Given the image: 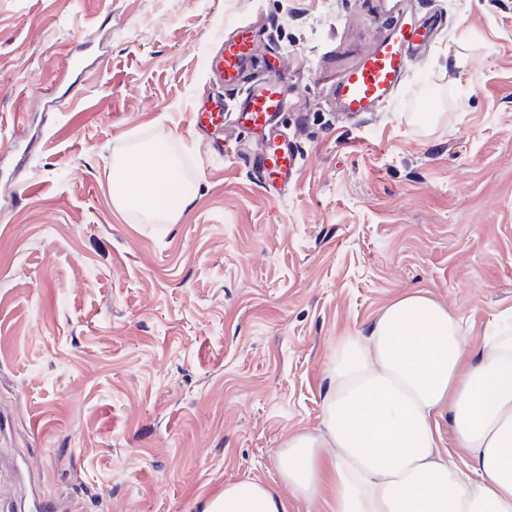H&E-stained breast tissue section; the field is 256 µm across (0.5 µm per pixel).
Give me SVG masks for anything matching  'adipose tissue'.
<instances>
[{
  "label": "adipose tissue",
  "instance_id": "adipose-tissue-1",
  "mask_svg": "<svg viewBox=\"0 0 512 512\" xmlns=\"http://www.w3.org/2000/svg\"><path fill=\"white\" fill-rule=\"evenodd\" d=\"M113 204L175 223L196 196L163 141L114 159ZM447 416L458 466L438 419ZM279 476L292 498L328 512H512V311L479 343L429 294L390 302L367 331L342 337L321 424L289 436ZM269 483L229 482L203 512H288Z\"/></svg>",
  "mask_w": 512,
  "mask_h": 512
}]
</instances>
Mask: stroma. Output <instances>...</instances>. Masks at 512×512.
<instances>
[{"label": "stroma", "instance_id": "35a3bbf8", "mask_svg": "<svg viewBox=\"0 0 512 512\" xmlns=\"http://www.w3.org/2000/svg\"><path fill=\"white\" fill-rule=\"evenodd\" d=\"M396 0H0V512L22 462L57 512H202L278 485L340 336L430 293L479 336L512 308V0H412L445 28L393 101L340 75ZM283 72L294 181L267 193L192 128L218 33ZM167 141L197 196L118 209L114 156Z\"/></svg>", "mask_w": 512, "mask_h": 512}]
</instances>
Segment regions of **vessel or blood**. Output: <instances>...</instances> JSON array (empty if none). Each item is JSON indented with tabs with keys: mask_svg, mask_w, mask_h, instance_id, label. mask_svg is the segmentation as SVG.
Returning <instances> with one entry per match:
<instances>
[{
	"mask_svg": "<svg viewBox=\"0 0 512 512\" xmlns=\"http://www.w3.org/2000/svg\"><path fill=\"white\" fill-rule=\"evenodd\" d=\"M433 23L396 19L388 35L359 63L345 72L335 88L336 99L349 115L376 111L391 100L402 86L408 65L429 43ZM256 36L243 28L227 39L212 59L214 92L204 94L194 114V129L213 140L216 154H223V88L237 86L249 66ZM288 106V86L272 75L253 84L241 99L237 122L263 143L262 151L250 161L268 191H285L297 169L294 148L279 131V116Z\"/></svg>",
	"mask_w": 512,
	"mask_h": 512,
	"instance_id": "obj_1",
	"label": "vessel or blood"
}]
</instances>
